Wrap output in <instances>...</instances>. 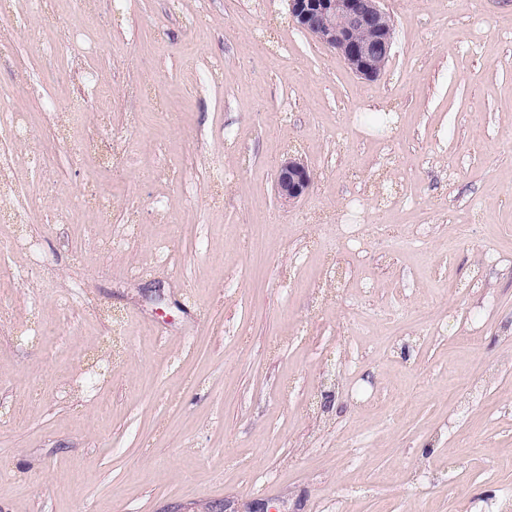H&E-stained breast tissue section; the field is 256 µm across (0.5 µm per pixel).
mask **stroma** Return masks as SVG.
Here are the masks:
<instances>
[{
	"label": "stroma",
	"instance_id": "obj_1",
	"mask_svg": "<svg viewBox=\"0 0 512 512\" xmlns=\"http://www.w3.org/2000/svg\"><path fill=\"white\" fill-rule=\"evenodd\" d=\"M92 3L0 15V242L42 253L0 250V512L512 505V0H384L372 81L288 0ZM80 31L93 109L49 53ZM26 118L23 112L2 108L0 111V134L2 137L19 138L26 134ZM311 185V171L301 159L288 157L278 164L275 188L281 199L288 202L298 200L308 193Z\"/></svg>",
	"mask_w": 512,
	"mask_h": 512
}]
</instances>
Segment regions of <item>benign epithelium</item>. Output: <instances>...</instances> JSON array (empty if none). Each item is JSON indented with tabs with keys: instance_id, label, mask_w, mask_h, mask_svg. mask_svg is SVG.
Wrapping results in <instances>:
<instances>
[{
	"instance_id": "benign-epithelium-1",
	"label": "benign epithelium",
	"mask_w": 512,
	"mask_h": 512,
	"mask_svg": "<svg viewBox=\"0 0 512 512\" xmlns=\"http://www.w3.org/2000/svg\"><path fill=\"white\" fill-rule=\"evenodd\" d=\"M383 0H288L289 13L320 44L336 50L358 76L376 79L391 53L394 24ZM312 185L307 164L289 157L278 164L275 188L284 200L305 196Z\"/></svg>"
}]
</instances>
